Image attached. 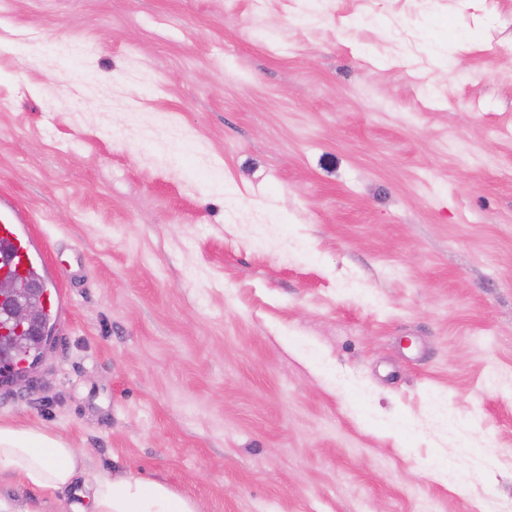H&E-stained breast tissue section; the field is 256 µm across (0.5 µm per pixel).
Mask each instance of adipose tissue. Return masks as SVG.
Returning <instances> with one entry per match:
<instances>
[{
	"instance_id": "obj_1",
	"label": "adipose tissue",
	"mask_w": 512,
	"mask_h": 512,
	"mask_svg": "<svg viewBox=\"0 0 512 512\" xmlns=\"http://www.w3.org/2000/svg\"><path fill=\"white\" fill-rule=\"evenodd\" d=\"M0 472L47 493L83 486L89 507L73 512H200L198 504L167 485L131 475L86 472L83 459L54 434L0 425Z\"/></svg>"
}]
</instances>
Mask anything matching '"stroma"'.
Wrapping results in <instances>:
<instances>
[{
  "label": "stroma",
  "instance_id": "stroma-1",
  "mask_svg": "<svg viewBox=\"0 0 512 512\" xmlns=\"http://www.w3.org/2000/svg\"><path fill=\"white\" fill-rule=\"evenodd\" d=\"M2 193L66 304L0 424L200 512L512 505V0H0Z\"/></svg>",
  "mask_w": 512,
  "mask_h": 512
}]
</instances>
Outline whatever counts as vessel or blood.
<instances>
[{
    "label": "vessel or blood",
    "instance_id": "vessel-or-blood-1",
    "mask_svg": "<svg viewBox=\"0 0 512 512\" xmlns=\"http://www.w3.org/2000/svg\"><path fill=\"white\" fill-rule=\"evenodd\" d=\"M8 273L37 287L46 313L54 315L62 309L64 295L51 283L44 250L27 213L0 195V274Z\"/></svg>",
    "mask_w": 512,
    "mask_h": 512
}]
</instances>
